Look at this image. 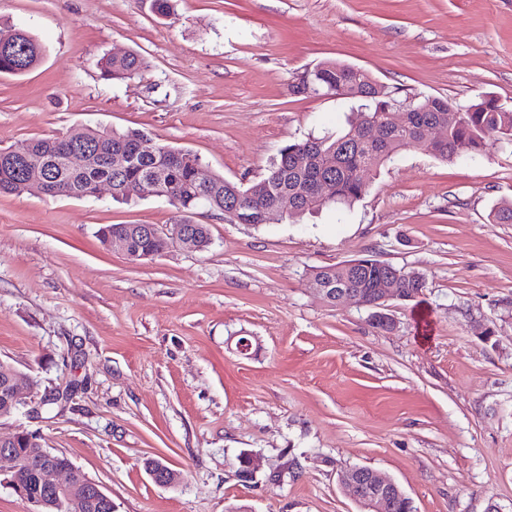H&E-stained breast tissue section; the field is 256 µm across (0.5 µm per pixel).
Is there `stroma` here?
Segmentation results:
<instances>
[{"instance_id": "1", "label": "stroma", "mask_w": 512, "mask_h": 512, "mask_svg": "<svg viewBox=\"0 0 512 512\" xmlns=\"http://www.w3.org/2000/svg\"><path fill=\"white\" fill-rule=\"evenodd\" d=\"M172 5L0 0V22L44 47L26 74H0V148L137 128L249 183L284 146L353 120L340 98L291 90L326 61L403 96L512 109V0ZM128 51L141 75L105 79L101 58ZM504 200L511 150L446 163L414 148L345 219L256 226L201 208L207 249L134 262L99 228L172 224L166 200L0 194V362L30 388L0 435L39 434L114 512H360L338 484L353 465L390 475L416 512H512V224L491 217ZM366 255L426 276L418 301H391L393 330L315 295L314 269ZM151 458L180 483L156 485Z\"/></svg>"}]
</instances>
